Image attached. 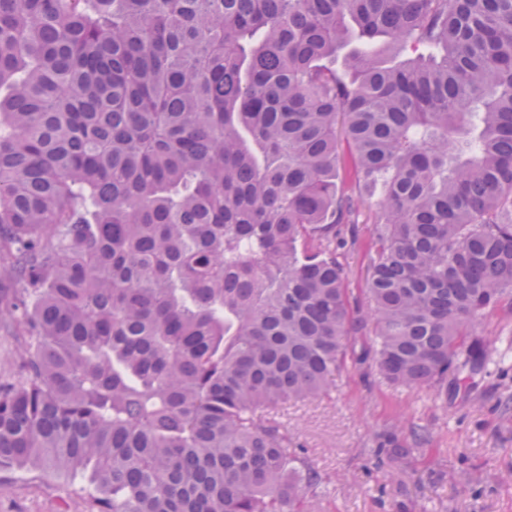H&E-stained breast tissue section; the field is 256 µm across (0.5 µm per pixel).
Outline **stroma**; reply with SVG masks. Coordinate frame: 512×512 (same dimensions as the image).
Instances as JSON below:
<instances>
[{"label": "stroma", "mask_w": 512, "mask_h": 512, "mask_svg": "<svg viewBox=\"0 0 512 512\" xmlns=\"http://www.w3.org/2000/svg\"><path fill=\"white\" fill-rule=\"evenodd\" d=\"M374 216V208L360 211L355 241L340 255L351 298L364 309ZM474 337L498 344L486 369L464 371V384L394 387L368 362L337 375L327 396L277 411L322 477L321 512H512V313L484 319ZM413 424L431 443L391 459L382 436L406 438ZM80 496L65 476L0 473V512H78Z\"/></svg>", "instance_id": "obj_1"}]
</instances>
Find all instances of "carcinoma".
<instances>
[{
  "label": "carcinoma",
  "instance_id": "obj_1",
  "mask_svg": "<svg viewBox=\"0 0 512 512\" xmlns=\"http://www.w3.org/2000/svg\"><path fill=\"white\" fill-rule=\"evenodd\" d=\"M378 188L366 316L339 225ZM0 272L1 469L81 512H319L272 413L369 358L456 381L512 311V0H0ZM10 313L5 307L0 309V371L3 373H12L16 370V365L10 367L14 355L18 348V342L11 336ZM13 370V371H12Z\"/></svg>",
  "mask_w": 512,
  "mask_h": 512
}]
</instances>
